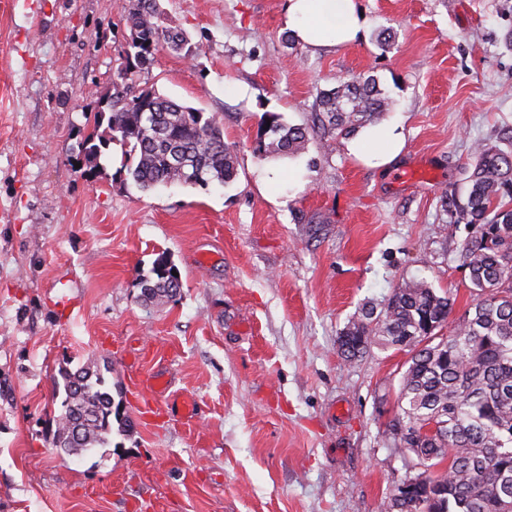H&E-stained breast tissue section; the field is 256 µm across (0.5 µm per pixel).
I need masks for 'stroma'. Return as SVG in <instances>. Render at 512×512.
<instances>
[{
    "instance_id": "obj_1",
    "label": "stroma",
    "mask_w": 512,
    "mask_h": 512,
    "mask_svg": "<svg viewBox=\"0 0 512 512\" xmlns=\"http://www.w3.org/2000/svg\"><path fill=\"white\" fill-rule=\"evenodd\" d=\"M355 3L363 34L313 50L283 44L284 0H163L201 52L159 49L133 88L219 114L237 176L145 192L120 143L80 165L125 0H0V512H380L412 475L385 433L409 352L347 359L339 337L413 279L470 307L450 200L478 145L512 149V0ZM359 74L392 100L378 120L254 156L264 113L311 128L318 92ZM386 127L391 163L350 150ZM162 253L181 292L142 304ZM93 362L132 428L68 455L55 383Z\"/></svg>"
}]
</instances>
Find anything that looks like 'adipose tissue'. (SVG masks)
Instances as JSON below:
<instances>
[{
  "instance_id": "ef3b65f1",
  "label": "adipose tissue",
  "mask_w": 512,
  "mask_h": 512,
  "mask_svg": "<svg viewBox=\"0 0 512 512\" xmlns=\"http://www.w3.org/2000/svg\"><path fill=\"white\" fill-rule=\"evenodd\" d=\"M286 18L294 35L314 48L353 41L365 26L354 0H288Z\"/></svg>"
}]
</instances>
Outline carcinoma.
Instances as JSON below:
<instances>
[{
	"label": "carcinoma",
	"mask_w": 512,
	"mask_h": 512,
	"mask_svg": "<svg viewBox=\"0 0 512 512\" xmlns=\"http://www.w3.org/2000/svg\"><path fill=\"white\" fill-rule=\"evenodd\" d=\"M129 41L112 75L113 93L100 101V133L89 134L82 153L97 164L113 142L128 147L127 175L142 190L180 182L206 187L231 183L234 154L224 145V125L215 113L180 104L151 89L131 94L129 81L148 69L165 47L189 57L198 47L164 25L161 0H126ZM389 98L372 76L344 81L316 97L323 130L347 134L387 111ZM309 130L266 112L252 143L261 158L303 150ZM464 202L456 204L471 228L461 247L462 267L478 298L447 336L454 302L427 282L393 289L381 308H364L340 336L339 349L356 358L373 345L411 353L400 388L401 412L386 432L415 458L422 473L403 499L390 498L383 512H512V151L477 150ZM166 253L139 275L140 299L160 304L180 294V277ZM63 394L53 440L67 454L105 447L118 430L131 427L115 402L102 370L87 365L60 372Z\"/></svg>",
	"instance_id": "carcinoma-1"
}]
</instances>
